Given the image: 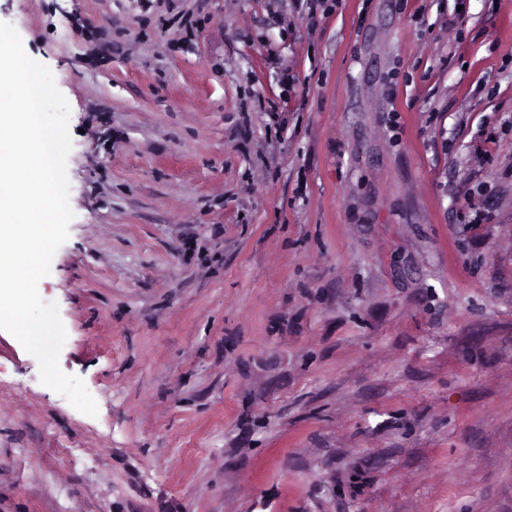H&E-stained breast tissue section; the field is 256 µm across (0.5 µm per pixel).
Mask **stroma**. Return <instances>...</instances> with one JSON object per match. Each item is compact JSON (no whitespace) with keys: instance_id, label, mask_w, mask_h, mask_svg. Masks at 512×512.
Here are the masks:
<instances>
[{"instance_id":"1","label":"stroma","mask_w":512,"mask_h":512,"mask_svg":"<svg viewBox=\"0 0 512 512\" xmlns=\"http://www.w3.org/2000/svg\"><path fill=\"white\" fill-rule=\"evenodd\" d=\"M0 0L70 108L0 330V512H512V0Z\"/></svg>"}]
</instances>
